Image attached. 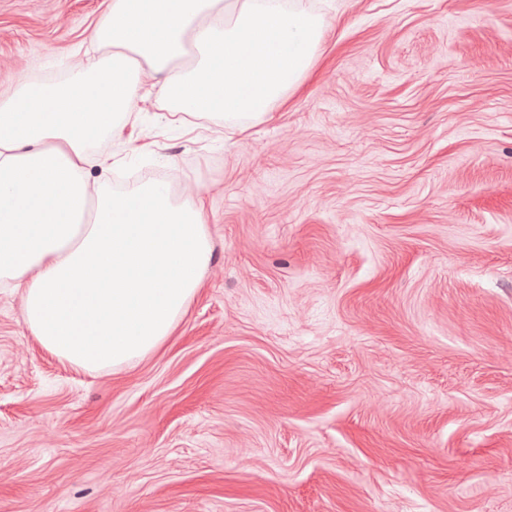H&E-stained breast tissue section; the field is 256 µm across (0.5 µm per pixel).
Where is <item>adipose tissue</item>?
Listing matches in <instances>:
<instances>
[{"instance_id":"1","label":"adipose tissue","mask_w":512,"mask_h":512,"mask_svg":"<svg viewBox=\"0 0 512 512\" xmlns=\"http://www.w3.org/2000/svg\"><path fill=\"white\" fill-rule=\"evenodd\" d=\"M322 36L279 0H112L71 78L0 95V285L43 348L89 373L150 355L211 261L203 196L112 193L88 177L111 164L93 139L121 138L142 92L185 128L268 120Z\"/></svg>"}]
</instances>
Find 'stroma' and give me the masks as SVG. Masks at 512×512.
Returning <instances> with one entry per match:
<instances>
[{
  "instance_id": "obj_1",
  "label": "stroma",
  "mask_w": 512,
  "mask_h": 512,
  "mask_svg": "<svg viewBox=\"0 0 512 512\" xmlns=\"http://www.w3.org/2000/svg\"><path fill=\"white\" fill-rule=\"evenodd\" d=\"M311 71L246 132L157 106L97 152L205 197L155 353L91 374L0 288V512H512V0H289ZM110 0H0V85Z\"/></svg>"
}]
</instances>
